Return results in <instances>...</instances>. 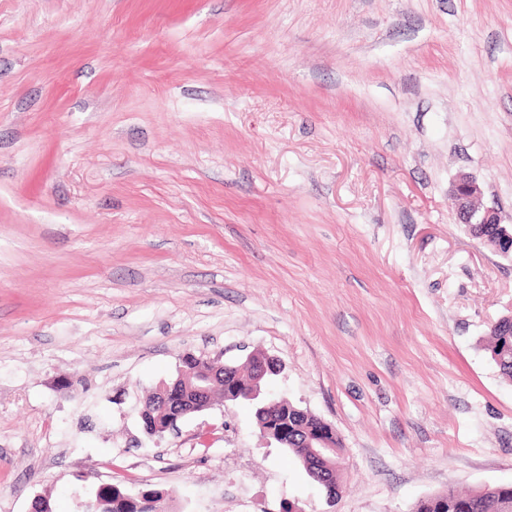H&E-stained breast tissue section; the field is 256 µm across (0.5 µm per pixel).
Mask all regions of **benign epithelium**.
I'll return each mask as SVG.
<instances>
[{
	"label": "benign epithelium",
	"mask_w": 512,
	"mask_h": 512,
	"mask_svg": "<svg viewBox=\"0 0 512 512\" xmlns=\"http://www.w3.org/2000/svg\"><path fill=\"white\" fill-rule=\"evenodd\" d=\"M450 192L457 203L458 223L467 226L471 224H499V212L493 207L481 208L477 205L482 196V186L468 173H459L451 184ZM212 360L204 357L183 356L180 359L179 372L176 379L163 381L155 389L160 395L161 405L168 416V429L178 426L186 416L201 411V405H209L212 401L211 387L219 374L209 370ZM247 369L254 375L249 387L239 384L242 370ZM283 370L281 361L268 355L252 353L245 361L238 364H224V401L249 399L262 404L267 410L273 406L263 392L261 380L267 375L280 374ZM319 426L307 431L303 442L311 458L328 462V459L341 450L336 448V429L334 426L318 418ZM260 436L276 442L279 447H288L293 439L288 430V416L277 417L266 414L258 421Z\"/></svg>",
	"instance_id": "obj_1"
}]
</instances>
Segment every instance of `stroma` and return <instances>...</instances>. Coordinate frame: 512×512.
Segmentation results:
<instances>
[{"label": "stroma", "mask_w": 512, "mask_h": 512, "mask_svg": "<svg viewBox=\"0 0 512 512\" xmlns=\"http://www.w3.org/2000/svg\"><path fill=\"white\" fill-rule=\"evenodd\" d=\"M461 171L512 224V0H0V512L511 483L512 260L458 224ZM255 352L335 427V500L248 403L144 434L182 355ZM488 352L502 377L512 383V317L503 316L490 327ZM502 342V346H499ZM97 504L86 511L93 512H165V497L160 491L135 490L123 484H111L103 489Z\"/></svg>", "instance_id": "stroma-1"}]
</instances>
